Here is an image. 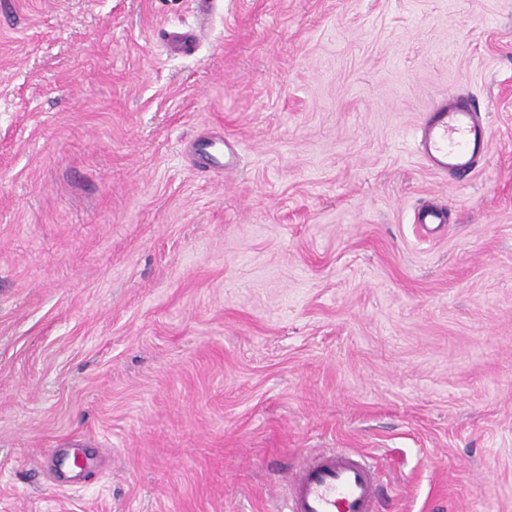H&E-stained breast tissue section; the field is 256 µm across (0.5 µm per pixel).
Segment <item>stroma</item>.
Masks as SVG:
<instances>
[{
	"instance_id": "stroma-1",
	"label": "stroma",
	"mask_w": 512,
	"mask_h": 512,
	"mask_svg": "<svg viewBox=\"0 0 512 512\" xmlns=\"http://www.w3.org/2000/svg\"><path fill=\"white\" fill-rule=\"evenodd\" d=\"M310 448L512 512V0H0V512H277ZM484 110L477 99L442 97L426 112L418 129L425 164L444 178L473 177L490 152Z\"/></svg>"
}]
</instances>
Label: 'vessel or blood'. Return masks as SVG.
I'll list each match as a JSON object with an SVG mask.
<instances>
[{"label":"vessel or blood","mask_w":512,"mask_h":512,"mask_svg":"<svg viewBox=\"0 0 512 512\" xmlns=\"http://www.w3.org/2000/svg\"><path fill=\"white\" fill-rule=\"evenodd\" d=\"M425 164L445 178L474 176L490 152V135L479 101L440 98L418 129ZM285 512H378L379 484L373 465L353 451H309L288 478Z\"/></svg>","instance_id":"obj_1"}]
</instances>
